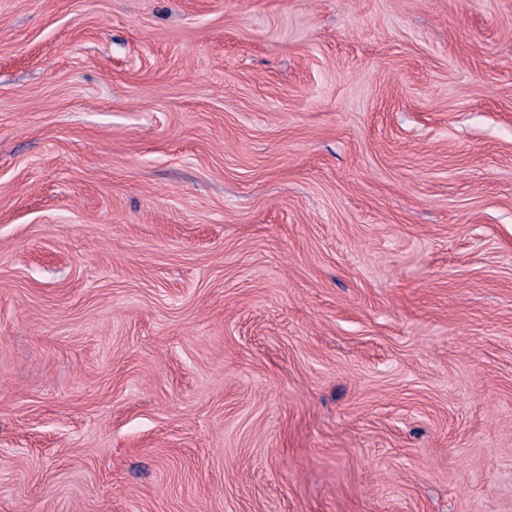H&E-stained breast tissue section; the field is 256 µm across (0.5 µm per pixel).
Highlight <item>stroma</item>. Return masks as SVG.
Listing matches in <instances>:
<instances>
[{
  "label": "stroma",
  "instance_id": "35a3bbf8",
  "mask_svg": "<svg viewBox=\"0 0 512 512\" xmlns=\"http://www.w3.org/2000/svg\"><path fill=\"white\" fill-rule=\"evenodd\" d=\"M0 512H512V0H0Z\"/></svg>",
  "mask_w": 512,
  "mask_h": 512
}]
</instances>
